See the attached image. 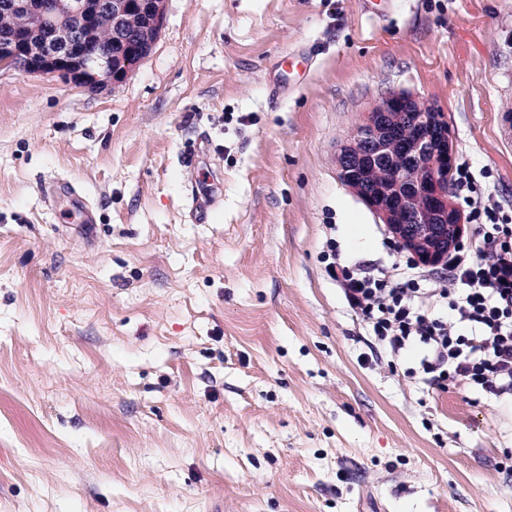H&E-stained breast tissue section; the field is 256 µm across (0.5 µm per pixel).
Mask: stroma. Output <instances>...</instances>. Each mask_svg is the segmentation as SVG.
<instances>
[{
	"label": "stroma",
	"mask_w": 512,
	"mask_h": 512,
	"mask_svg": "<svg viewBox=\"0 0 512 512\" xmlns=\"http://www.w3.org/2000/svg\"><path fill=\"white\" fill-rule=\"evenodd\" d=\"M391 90L512 223V0H166L117 85L0 70V512H512V398L424 381L324 273L330 229L400 259L334 164ZM213 189L201 188L197 186L192 191L191 205L189 208V217L195 223H202L207 220L208 210L213 203Z\"/></svg>",
	"instance_id": "1"
}]
</instances>
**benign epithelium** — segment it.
Returning <instances> with one entry per match:
<instances>
[{"label": "benign epithelium", "instance_id": "benign-epithelium-1", "mask_svg": "<svg viewBox=\"0 0 512 512\" xmlns=\"http://www.w3.org/2000/svg\"><path fill=\"white\" fill-rule=\"evenodd\" d=\"M33 31L13 38L0 52V68L52 74L83 88H104L123 80L145 59L152 44L129 45L134 16L159 33L165 0H23L19 4ZM112 9L113 39L92 37L98 13ZM415 132L397 134L404 119ZM456 146L448 114L406 91H389L372 106L355 134L340 144L338 176L374 214L378 223L427 266L440 264L463 237L467 220L453 200L451 180ZM452 225L446 237L442 230ZM446 247H440V241Z\"/></svg>", "mask_w": 512, "mask_h": 512}]
</instances>
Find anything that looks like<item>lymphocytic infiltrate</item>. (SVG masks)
Returning a JSON list of instances; mask_svg holds the SVG:
<instances>
[{
	"mask_svg": "<svg viewBox=\"0 0 512 512\" xmlns=\"http://www.w3.org/2000/svg\"><path fill=\"white\" fill-rule=\"evenodd\" d=\"M476 236L448 255L447 285L426 288L414 259L378 274L341 260L335 237L322 251L327 276L372 336L399 356L412 346L437 385L451 382L491 399L512 395V225L481 197L467 200ZM447 315L440 316L436 307Z\"/></svg>",
	"mask_w": 512,
	"mask_h": 512,
	"instance_id": "1",
	"label": "lymphocytic infiltrate"
}]
</instances>
